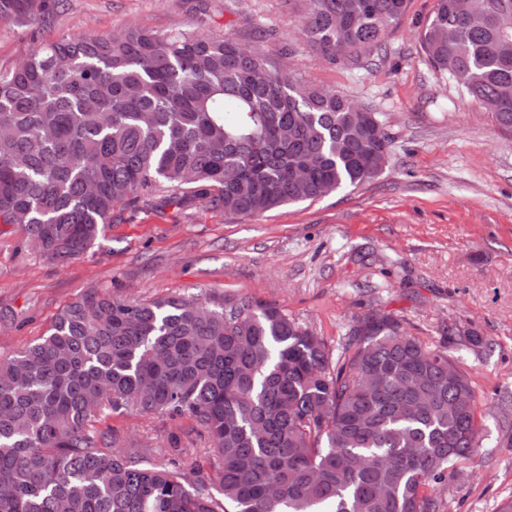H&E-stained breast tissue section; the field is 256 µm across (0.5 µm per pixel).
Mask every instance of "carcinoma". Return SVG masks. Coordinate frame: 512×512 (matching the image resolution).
<instances>
[{
    "instance_id": "carcinoma-1",
    "label": "carcinoma",
    "mask_w": 512,
    "mask_h": 512,
    "mask_svg": "<svg viewBox=\"0 0 512 512\" xmlns=\"http://www.w3.org/2000/svg\"><path fill=\"white\" fill-rule=\"evenodd\" d=\"M62 2L0 0V22L47 24ZM292 2L312 47L358 63L409 0ZM419 39L512 135V0H435ZM376 121L227 36L43 43L0 69V224L64 265L144 204L312 201L381 173ZM125 412L191 420L210 469L155 462L197 452L177 438L113 449L101 424ZM477 412L459 358L390 314L333 347L270 303L89 290L0 356V512H441L437 491L481 447Z\"/></svg>"
}]
</instances>
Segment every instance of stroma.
<instances>
[{"instance_id":"stroma-1","label":"stroma","mask_w":512,"mask_h":512,"mask_svg":"<svg viewBox=\"0 0 512 512\" xmlns=\"http://www.w3.org/2000/svg\"><path fill=\"white\" fill-rule=\"evenodd\" d=\"M435 0H409L368 66L320 56L288 0H66L46 26L0 23V68L36 46L136 25L221 34L270 64L375 112L383 171L315 201L252 217L205 202L125 210L78 259L58 265L0 224V356L44 335L90 289L145 301L202 295L271 303L335 344L370 310L460 356L485 408L482 448L441 497L444 512H498L512 499V137L428 63L418 39ZM471 331L475 346L459 343ZM120 448H205L188 419L111 415Z\"/></svg>"}]
</instances>
